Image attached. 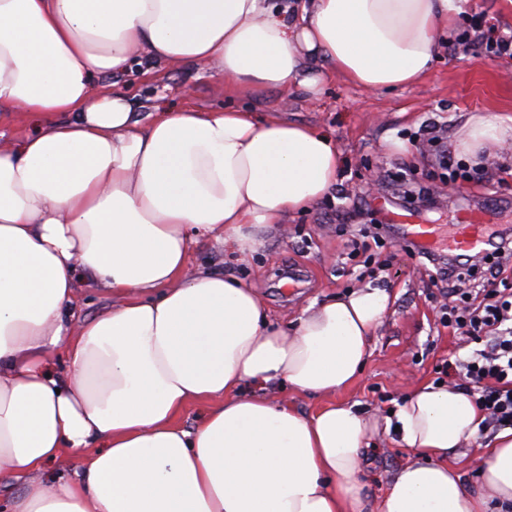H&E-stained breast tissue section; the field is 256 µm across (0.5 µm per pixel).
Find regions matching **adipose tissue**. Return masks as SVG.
Masks as SVG:
<instances>
[{
  "instance_id": "adipose-tissue-1",
  "label": "adipose tissue",
  "mask_w": 512,
  "mask_h": 512,
  "mask_svg": "<svg viewBox=\"0 0 512 512\" xmlns=\"http://www.w3.org/2000/svg\"><path fill=\"white\" fill-rule=\"evenodd\" d=\"M461 0H0V114L38 118L0 146V482L26 480L11 512H512V428L484 450L476 487L448 463L485 419L464 389L427 383L378 419L338 401L389 310L365 285L278 324L247 281L202 269L190 247L245 258L262 231L335 190L326 131L236 107L326 77L381 92L423 81ZM195 63L225 105L148 122L93 79L135 59ZM459 155L512 151V114L470 113ZM86 276L116 302L76 321ZM68 380L50 374L56 351ZM323 397L309 414L271 399ZM202 406L198 423L180 418ZM415 456L368 504L375 431ZM71 456L72 475L44 482Z\"/></svg>"
}]
</instances>
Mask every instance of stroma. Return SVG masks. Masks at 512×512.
Returning <instances> with one entry per match:
<instances>
[{"label":"stroma","instance_id":"obj_1","mask_svg":"<svg viewBox=\"0 0 512 512\" xmlns=\"http://www.w3.org/2000/svg\"><path fill=\"white\" fill-rule=\"evenodd\" d=\"M482 15L497 33L512 32V10L503 0H468L450 39L438 44L427 78L413 86L373 92L327 78L320 94H298L282 103L273 91L247 100L251 111L330 130L343 164L332 198L288 224L266 231L246 261L232 260L222 245L202 238L191 250V268L236 273L253 283L259 297L283 322L294 321L313 300L342 295L367 284L387 288L392 304L372 342L371 355L341 398L370 414L388 415L417 385L447 382L449 360L477 350L440 320L443 299L431 279L432 266L409 254L399 226L388 223L386 248L373 249L378 269L363 274L350 260L353 234L375 235L372 219L388 212L413 215L420 224H452L459 213L486 212L490 223L512 226V156L493 153L485 165L458 160L462 177L449 181L437 142H450L471 112L512 113V56H487L461 32ZM99 87L123 91L138 102L148 121L153 105L180 108L223 103L221 79L199 64L163 66L155 77L139 66L95 76ZM409 150L386 149L387 140ZM364 500L384 494L391 477L412 458L393 437L372 435Z\"/></svg>","mask_w":512,"mask_h":512}]
</instances>
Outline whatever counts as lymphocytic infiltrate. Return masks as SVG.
Here are the masks:
<instances>
[{
    "instance_id": "obj_1",
    "label": "lymphocytic infiltrate",
    "mask_w": 512,
    "mask_h": 512,
    "mask_svg": "<svg viewBox=\"0 0 512 512\" xmlns=\"http://www.w3.org/2000/svg\"><path fill=\"white\" fill-rule=\"evenodd\" d=\"M435 268L434 282L446 301L441 320L459 335L483 342L448 372L461 388L474 395L485 412L487 428L512 427V287H490L472 279L459 259L428 254Z\"/></svg>"
}]
</instances>
